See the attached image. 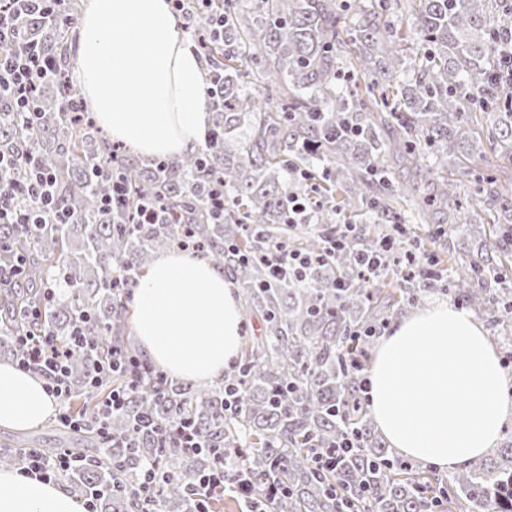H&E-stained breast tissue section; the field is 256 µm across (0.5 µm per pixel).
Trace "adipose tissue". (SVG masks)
<instances>
[{
  "instance_id": "adipose-tissue-1",
  "label": "adipose tissue",
  "mask_w": 512,
  "mask_h": 512,
  "mask_svg": "<svg viewBox=\"0 0 512 512\" xmlns=\"http://www.w3.org/2000/svg\"><path fill=\"white\" fill-rule=\"evenodd\" d=\"M88 108L113 139L146 156L201 147L209 108L202 62L169 0H89L70 47ZM131 319L149 360L189 381L222 377L240 347L235 283L205 258L159 254L139 281ZM198 340L187 344L188 332ZM367 409L398 453L452 473L498 443L512 380L472 316L434 301L398 320L368 371ZM54 401L33 372L0 363V427L40 426ZM0 512H85L53 483L0 470Z\"/></svg>"
}]
</instances>
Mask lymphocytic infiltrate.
I'll return each mask as SVG.
<instances>
[{"instance_id": "obj_1", "label": "lymphocytic infiltrate", "mask_w": 512, "mask_h": 512, "mask_svg": "<svg viewBox=\"0 0 512 512\" xmlns=\"http://www.w3.org/2000/svg\"><path fill=\"white\" fill-rule=\"evenodd\" d=\"M65 3L66 0H0V101L7 103L24 121L35 117V89L52 71L44 50L29 36L27 21L37 16L53 24L68 22ZM53 185L52 173L38 165L31 167L24 183H1L0 224H17L32 234L44 224L75 223L73 213L58 207ZM17 343L20 348L18 366L37 373L48 394L57 403H64L69 392V357L72 352L88 349L82 337L73 336L66 349L57 346L48 335H21ZM214 459L211 470L200 473L187 485L196 503L195 512H208L211 492L226 484L241 498H250L252 494L247 471H239L234 480H227L223 454H215ZM75 462L73 453L66 448L52 456L45 455L41 449L30 448L20 471L51 482L69 471Z\"/></svg>"}]
</instances>
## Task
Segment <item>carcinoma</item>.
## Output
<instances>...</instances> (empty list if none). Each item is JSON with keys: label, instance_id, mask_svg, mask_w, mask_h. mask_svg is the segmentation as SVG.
<instances>
[{"label": "carcinoma", "instance_id": "carcinoma-1", "mask_svg": "<svg viewBox=\"0 0 512 512\" xmlns=\"http://www.w3.org/2000/svg\"><path fill=\"white\" fill-rule=\"evenodd\" d=\"M400 0H259L261 15L239 0H214L224 33L201 52L203 82L220 78V95L209 102L215 137L176 158L138 161L108 142L95 122L63 111L80 89L64 83L70 69L69 32L78 24L70 0V25L35 17L32 36L42 43L61 76L39 85L41 118L20 123L0 107V150L13 156L11 182H23L36 160L56 176L59 205L76 224H48L26 235L0 224V261L15 250L27 255L20 286L0 292V348L17 356L16 336L45 332L62 347L85 324L92 358H71L70 412L92 422L102 398L121 389L124 404L112 412V442L103 450L97 432H80L83 447L68 471L71 492L82 496L116 482L121 492L97 500L100 512H180L195 503L186 483L208 470L213 456L184 452L173 430L189 425L208 448L238 449L251 475L253 501L280 490L271 512H421L431 495L443 512H512V442L447 476L394 455L362 409H355L360 378L353 360L367 358L371 336L353 332L440 293L486 322L507 330L512 321V190L491 176L478 178L469 195L460 182L426 168V152L455 166L460 151L484 156L472 124L489 122L491 139L512 151V83L494 52L511 27L512 0H409L415 36L404 34ZM349 50L354 66H339ZM263 89L249 87L243 69ZM366 81L365 94L357 79ZM111 166L100 173L95 164ZM306 174L324 182L336 207L311 211L312 223L288 222L293 197H305ZM128 188L109 218L98 210L111 193L112 177ZM224 183V217L208 219L213 180ZM148 195L181 215L177 224H133ZM413 198L417 214L438 215L437 230L448 266L391 282L383 275L357 276L351 256L375 251L403 233L399 201ZM364 224L344 231V248L299 278L268 277L261 257L281 243L318 253L336 238L328 226L336 211ZM501 222L487 241L482 214ZM466 225L467 237L483 241L463 251L446 233ZM191 234L212 264L235 279L241 310L263 322L264 335L250 340L240 357L213 384L161 381L141 366L126 336L134 288L154 257ZM62 289L53 299L49 286ZM38 306L30 325L15 310ZM119 359L123 368L98 385L87 384L91 360ZM237 400L226 402L227 387ZM354 449L335 471L317 466L316 454L344 439ZM154 462L167 479L152 497L137 496L145 466Z\"/></svg>", "mask_w": 512, "mask_h": 512}]
</instances>
